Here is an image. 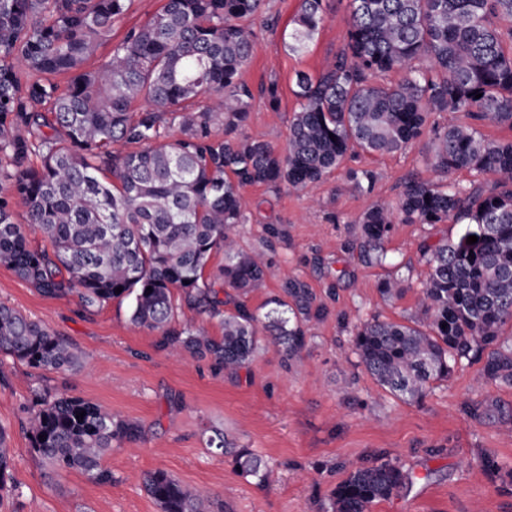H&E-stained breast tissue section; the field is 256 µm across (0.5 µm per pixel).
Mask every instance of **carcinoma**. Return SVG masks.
I'll list each match as a JSON object with an SVG mask.
<instances>
[{
    "label": "carcinoma",
    "mask_w": 512,
    "mask_h": 512,
    "mask_svg": "<svg viewBox=\"0 0 512 512\" xmlns=\"http://www.w3.org/2000/svg\"><path fill=\"white\" fill-rule=\"evenodd\" d=\"M263 2L165 0L89 70L95 46L132 0H0V264L44 295L77 290L87 309L130 296L135 325L160 332V345L175 355L210 359L217 371L238 373L264 332L294 360L310 325L328 313L305 281L285 280L262 314L220 297L226 287L243 295L265 288L271 267L234 236L248 221L240 188L303 190L351 152L395 153L428 135L436 174L467 170L496 180L444 188L405 181L396 205L359 218L364 252L383 261L382 243L398 221H465L478 240L428 247L419 319L354 326L353 353L381 388L407 402L421 401L463 359L483 362L479 383L512 387V343L501 336L512 320V140H490L478 128L512 129V0H350L348 41L333 64L318 76L295 74L299 107L283 150L244 131L252 93L240 75L252 52L249 22ZM326 18V0H300L288 50L307 52ZM392 73L399 79H387ZM202 96L208 102L199 105ZM139 100L145 106L137 110ZM448 111L471 122L431 120ZM175 124L182 137L160 142ZM351 178L366 193L376 180L370 170ZM18 202L25 224L14 221ZM31 232L49 240L53 254L31 248ZM219 250L224 265L209 274ZM405 282L388 279L380 291L398 298ZM175 289L218 319L224 336L175 325ZM0 354L45 372L76 371L88 358L5 303ZM469 413L512 427V412L492 405ZM26 422L42 458L102 482L112 480L101 468L112 442L142 435L136 421L45 388L32 391ZM7 439L0 428V488L12 465ZM233 464L260 483L268 478L248 448L233 453ZM411 480L389 459L351 462L327 512H368ZM145 487L160 512H212L209 498L164 470L147 474Z\"/></svg>",
    "instance_id": "cac0c4a2"
}]
</instances>
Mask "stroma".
<instances>
[{
  "label": "stroma",
  "instance_id": "1",
  "mask_svg": "<svg viewBox=\"0 0 512 512\" xmlns=\"http://www.w3.org/2000/svg\"><path fill=\"white\" fill-rule=\"evenodd\" d=\"M164 0H134L112 29L110 41L89 58L104 63L128 30L156 14ZM299 0H265L252 24L253 55L242 79L253 98L246 125L252 138L285 148L297 108L296 72L316 75L329 68L348 40V0H328L324 27L303 55L286 46ZM277 85L278 107L266 87ZM428 139L391 155L355 154L303 192L263 184L242 188L250 214L238 242L246 251L269 249L272 274L265 290L249 294L261 308L289 278L303 279L331 310L314 323L300 359L286 360L266 345L248 367L230 377L209 360L171 357L159 332L134 325L130 301L114 298L88 310L77 294L49 297L0 265V302L65 336L87 354L74 372L42 373L0 354V426L9 434L11 477L0 490V512H159L144 488L149 472L161 469L184 487L210 497L218 512H321L330 492L347 476L344 464L380 454L415 478L369 512H512V432L494 419L476 420L466 406L498 404L512 411V387L480 386L477 362L458 364L425 398L407 403L382 389L357 367L350 331L370 318L410 323L430 266L421 247L455 241L464 225L395 223L384 242L385 262L360 253L359 217L375 205L396 203L412 177L435 184L426 164ZM376 175L373 192L360 193L351 171ZM286 236L267 246V225ZM403 275L407 289L389 300L383 281ZM49 388L98 404L113 415L139 421L141 442L107 452L101 465L108 483L79 470L61 471L35 452L23 405L33 389ZM223 435L224 450L209 444ZM248 448L267 464L266 482L241 475L228 451ZM493 451L502 467L485 469Z\"/></svg>",
  "mask_w": 512,
  "mask_h": 512
}]
</instances>
